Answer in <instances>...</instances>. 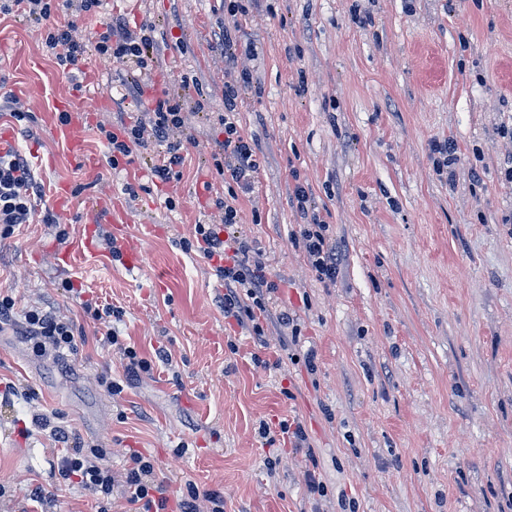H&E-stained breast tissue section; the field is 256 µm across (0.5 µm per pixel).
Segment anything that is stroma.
<instances>
[{
  "mask_svg": "<svg viewBox=\"0 0 512 512\" xmlns=\"http://www.w3.org/2000/svg\"><path fill=\"white\" fill-rule=\"evenodd\" d=\"M107 17L163 37L155 79L183 102L190 139L178 180L152 183L153 144L109 162L99 125L147 100L129 92L135 70L94 51ZM225 26L231 65L215 45ZM73 37L87 61L68 77L44 27L0 14L4 90L35 118L25 133L0 115V141L43 183L37 222L0 240V289L20 310L53 302L78 341L55 361L0 330V382L17 389L0 403V512H31L38 486L47 512L125 507L59 484L63 451L37 413L111 449L114 473L140 451L170 500L193 482L224 512H512V0H246L234 16L224 0H106ZM245 70L254 84H240ZM230 84L259 159L233 231L276 286L260 337L225 317L219 261L195 237L235 188L211 160ZM439 142L454 146L453 176L435 169ZM299 180L336 243L335 282L293 238ZM48 212L66 242L41 223ZM130 237L142 243L133 268L109 249ZM88 300L121 309L113 327L150 373L128 380ZM285 311L296 329L280 326ZM105 371L120 395L100 386ZM284 423L304 428L306 447ZM312 475L325 495H309Z\"/></svg>",
  "mask_w": 512,
  "mask_h": 512,
  "instance_id": "1",
  "label": "stroma"
}]
</instances>
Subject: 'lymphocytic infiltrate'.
Masks as SVG:
<instances>
[{
  "mask_svg": "<svg viewBox=\"0 0 512 512\" xmlns=\"http://www.w3.org/2000/svg\"><path fill=\"white\" fill-rule=\"evenodd\" d=\"M104 0H10L0 10L17 14L34 23H47L46 46L56 52V63L64 73L79 69L84 61V49L76 42L72 32L74 22L51 24L56 14H100ZM106 31L100 35L96 49L100 54L133 63L141 72L134 90L149 94L150 107L146 120L120 122L105 134L108 153L130 155L133 146L153 141L164 152L150 172L156 181L167 183L176 178V166L181 165L183 143L177 134L184 126L179 103L173 102L168 92L157 90L153 74L148 67L157 44L156 29L145 24L130 29L121 18H109ZM238 92L226 86V111L219 118L224 127V142L220 152L213 156L217 172H229L241 191H249L259 164L254 145L241 134L234 119ZM43 192V185L35 175L30 162L20 151L9 147L0 153V239L11 237L16 228L33 223L36 215L35 200ZM292 201L301 214L307 215V224L299 229L298 242L308 254L317 277L324 282L335 281L338 273L336 246L332 242L329 226L313 213L308 186L298 183L292 191ZM196 233L207 257L223 258L217 274L224 283V315L235 319H248L256 335L264 329L258 317L265 311L266 299L273 284L269 281L264 264L250 260L249 245L234 235H220L217 227L197 225ZM20 321L23 332L33 351L40 356H59L63 351L77 348L75 328L71 321L61 317L51 306L41 303L16 314L15 300L10 290H0V325ZM38 428L50 432L55 442L66 449L57 472L62 482L78 483L94 500H108L115 486H122L128 512H198V501L211 503V512H224V499L220 493L202 490L196 484L186 486V493L177 504H170L167 488L156 478L153 463L141 452L130 451L126 459L123 478H116L110 465L111 449L86 444L73 427L65 422L51 421L38 414L34 417Z\"/></svg>",
  "mask_w": 512,
  "mask_h": 512,
  "instance_id": "lymphocytic-infiltrate-1",
  "label": "lymphocytic infiltrate"
}]
</instances>
